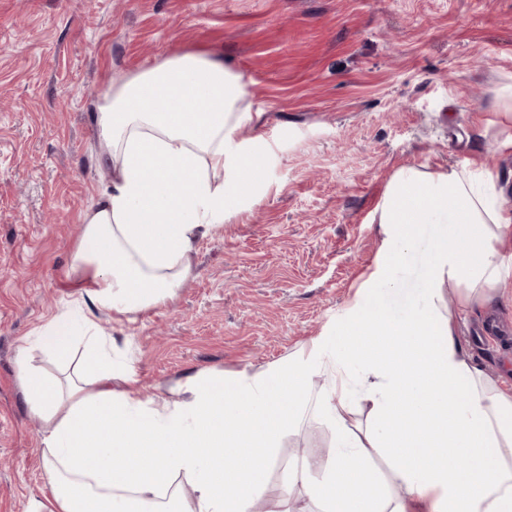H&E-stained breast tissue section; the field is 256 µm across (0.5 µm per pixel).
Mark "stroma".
Here are the masks:
<instances>
[{
  "instance_id": "stroma-1",
  "label": "stroma",
  "mask_w": 512,
  "mask_h": 512,
  "mask_svg": "<svg viewBox=\"0 0 512 512\" xmlns=\"http://www.w3.org/2000/svg\"><path fill=\"white\" fill-rule=\"evenodd\" d=\"M223 56L263 137L262 174L201 237L192 276L133 320L100 315L143 394L204 370L252 376L333 334L385 247L371 214L393 174L484 166L512 209V0H0V512L48 496L41 428L21 398V340L77 293L79 215L108 184L91 102L112 81L183 53ZM439 230L417 224L392 264L397 314L423 303ZM473 360L512 385V278L459 313ZM313 374L256 501L316 512L287 470L320 473L335 432Z\"/></svg>"
}]
</instances>
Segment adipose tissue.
Returning a JSON list of instances; mask_svg holds the SVG:
<instances>
[{
	"label": "adipose tissue",
	"instance_id": "obj_1",
	"mask_svg": "<svg viewBox=\"0 0 512 512\" xmlns=\"http://www.w3.org/2000/svg\"><path fill=\"white\" fill-rule=\"evenodd\" d=\"M245 86L223 61L183 54L126 77L100 96L94 120L109 186L80 215L70 272L75 314L54 317L17 349L24 402L43 428L50 498L29 512H252L282 436L307 405V383L332 374L322 401L336 445L321 475L294 468L318 512H512V388L489 376L457 336L456 315L490 301L512 262V211L482 167L399 169L374 210L390 251L409 250L417 224H451L433 245L427 304L394 318L377 291L392 288L387 263L343 330L359 365L350 375L324 339L277 370L225 379L201 371L143 396L112 367V337L98 316L130 317L171 300L190 278L203 230L254 177L246 143L258 140ZM456 286L454 306L444 291ZM91 348L74 360L77 332ZM377 335L369 343L367 333ZM55 362L33 367L32 348ZM367 400L374 424L354 437L337 407L349 392ZM392 461L381 487L374 451Z\"/></svg>",
	"mask_w": 512,
	"mask_h": 512
}]
</instances>
